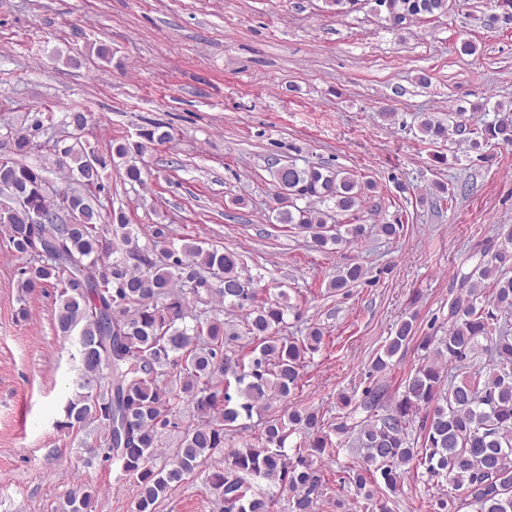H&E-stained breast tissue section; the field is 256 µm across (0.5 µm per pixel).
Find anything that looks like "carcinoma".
<instances>
[{
	"label": "carcinoma",
	"instance_id": "obj_1",
	"mask_svg": "<svg viewBox=\"0 0 512 512\" xmlns=\"http://www.w3.org/2000/svg\"><path fill=\"white\" fill-rule=\"evenodd\" d=\"M381 2L396 27L450 10V0ZM493 111L470 140L472 149L512 146V110L498 103ZM421 131L432 140L448 135L432 119L422 121ZM168 138L154 124L104 153L54 144V164L80 186L72 191L50 190L49 168L21 161L36 147L26 132L10 133L8 151L0 152V190L8 192L0 224L23 260L18 288L55 289L56 331L83 340L61 426L95 427L97 452L136 480L134 512H156L160 499L198 473L222 494L224 512H277L278 499L260 489L261 481L288 491L289 512H316L327 490L322 461L344 442L361 453L340 470L339 484L354 487L372 512H391V497L411 475L452 487L437 497L435 512H512V227L477 243V264L456 276L448 335L419 336L415 318L401 321L370 362L369 384L342 396L336 414L296 407L286 417L271 416L252 442L226 455V437L240 419L299 388L306 359L325 346L324 332L280 335L288 305L259 297L235 251L177 248L168 224L153 226L141 245L121 212L104 223L91 198L104 189L102 171ZM270 176L275 223L311 234L320 251L357 246L373 232L394 238L402 229L328 224L375 189L346 169L275 161ZM364 275L361 265H348L328 290L340 292ZM226 309L242 313L243 328L224 319ZM410 349L418 360L393 397L387 372ZM172 429L182 439L159 468L157 448ZM97 496L96 488L81 486L59 512H94Z\"/></svg>",
	"mask_w": 512,
	"mask_h": 512
}]
</instances>
